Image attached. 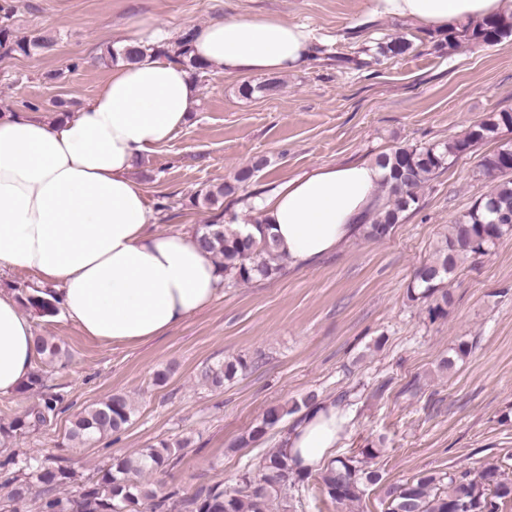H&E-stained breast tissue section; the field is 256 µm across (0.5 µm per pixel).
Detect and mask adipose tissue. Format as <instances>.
I'll use <instances>...</instances> for the list:
<instances>
[{"instance_id": "adipose-tissue-1", "label": "adipose tissue", "mask_w": 512, "mask_h": 512, "mask_svg": "<svg viewBox=\"0 0 512 512\" xmlns=\"http://www.w3.org/2000/svg\"><path fill=\"white\" fill-rule=\"evenodd\" d=\"M371 11L445 30L469 18H512V0H370ZM193 53L227 75H276L307 65V29L282 19L230 15L195 27ZM197 90L180 64L147 58L112 70L79 110L50 121L0 113V269L34 274L87 335L137 345L207 309L224 277L196 234L150 227L131 174L184 126ZM387 171L377 161L327 165L247 197L291 265L311 263L358 234L378 208ZM35 328L0 291V396L30 378ZM348 423L335 403L302 414L284 441L303 465H324Z\"/></svg>"}]
</instances>
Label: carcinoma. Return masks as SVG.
I'll return each mask as SVG.
<instances>
[{
	"mask_svg": "<svg viewBox=\"0 0 512 512\" xmlns=\"http://www.w3.org/2000/svg\"><path fill=\"white\" fill-rule=\"evenodd\" d=\"M11 19L10 12L0 6L1 53L29 56L53 46L54 38L47 33L16 35ZM509 36H512L511 21L490 18L449 30L446 45L454 51L465 43H498ZM192 38V30L185 31L174 50L165 43L109 48L98 57V62L109 66L164 56L197 74L208 69V65L191 55ZM410 46L408 40L395 37L379 44L378 54L395 57L406 53ZM278 89L279 82L271 80L256 85L245 83L239 87V93L244 97L255 93L267 96ZM505 130L512 131L511 110L490 113L451 143L405 146L379 155L377 162L389 168V175L382 183L386 199L375 210L371 222L365 225V236L376 240L386 238L418 204L419 191L439 172L475 145L498 140ZM480 172L496 181L492 191L455 220L449 236L435 249L432 257L416 269L408 285L409 298L428 302V312L433 318L446 313L450 298L445 281L459 263L472 255L487 253L504 235L512 233V144L504 143L484 156ZM252 177L248 165L237 173L235 182L202 190L192 198L193 206L217 211L215 220L202 225L197 235L203 247L219 259L224 281L229 285L273 279L282 273L287 260L275 237L265 232L258 238L244 236L235 225L221 222L224 212L220 208L224 198L234 195L238 184ZM27 303L39 316L57 312L54 301L37 294L28 296ZM36 353L44 363L51 365L68 357L60 344L40 334L37 335ZM246 368L247 363L241 358L206 364L200 369L198 380L204 386L219 389ZM43 389L46 393L38 403L27 407L8 424H0V434L35 431L49 427L57 420L65 411V396L59 391H47V381L41 371L33 372L19 392ZM319 401V395L310 392L290 406L268 408L261 420L232 447L244 448L262 440L285 417L299 416L316 407ZM131 416L132 408L127 397L113 394L78 413L71 420L67 439L75 446L94 445L102 437L120 432ZM183 447L185 442L180 440H161L132 455L114 457L97 470L95 479L76 499L60 495V489L74 478L69 468L53 465L36 456L0 451V487L6 490V499L12 505L9 512H19L35 486L42 487L40 512H296L295 492L312 475L310 469H298L293 457L279 445L262 457L256 467L243 470L240 482L234 488L215 483L202 486L191 494L178 488L158 494L151 487L150 478L175 467L180 461L177 450ZM380 454L381 448L369 444L357 455L333 459L319 470L321 486L331 502L356 505L368 487L379 484L383 479L376 468ZM442 481L443 478L431 473L389 485L386 512H502V506L512 501V481L503 478L496 466L485 467L472 475H450L445 485Z\"/></svg>",
	"mask_w": 512,
	"mask_h": 512,
	"instance_id": "cac0c4a2",
	"label": "carcinoma"
}]
</instances>
